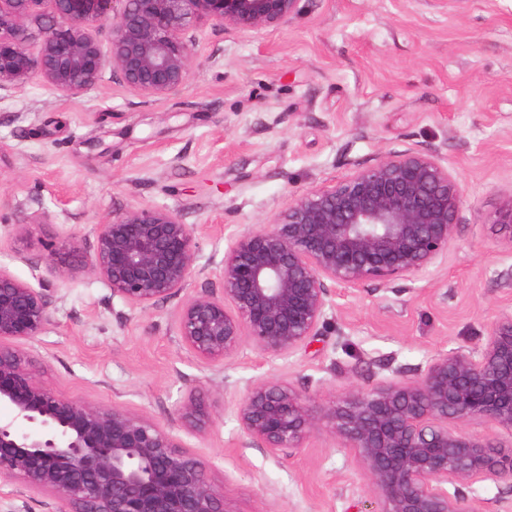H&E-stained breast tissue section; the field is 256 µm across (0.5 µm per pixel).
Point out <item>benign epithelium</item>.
<instances>
[{"label": "benign epithelium", "mask_w": 512, "mask_h": 512, "mask_svg": "<svg viewBox=\"0 0 512 512\" xmlns=\"http://www.w3.org/2000/svg\"><path fill=\"white\" fill-rule=\"evenodd\" d=\"M300 2L0 0V90H20L38 77L81 98L110 71L145 98L167 96L190 77L196 39L189 31L278 27L298 14ZM462 205L440 149L415 148L297 195L273 223L233 237L207 267L196 264L198 228L153 206L95 225L89 251L77 236L61 237L37 288L0 267V405L13 412L0 422V478L50 495L56 512H224L206 463L171 430L120 405L60 395L37 379L22 345L51 321L52 282L91 275L145 313L206 272L219 292L191 295L177 310L184 346L219 366L247 342L273 363L325 328L333 289L354 292L440 267ZM490 221L507 232L501 252L511 257L512 197ZM181 414L193 428L204 417L194 399ZM237 419L271 453L330 432L355 450L380 512H474L448 487L512 481V310L495 316L481 348L440 351L415 379L353 388L318 409L281 380H257L239 400ZM473 421L495 434L461 430Z\"/></svg>", "instance_id": "obj_1"}]
</instances>
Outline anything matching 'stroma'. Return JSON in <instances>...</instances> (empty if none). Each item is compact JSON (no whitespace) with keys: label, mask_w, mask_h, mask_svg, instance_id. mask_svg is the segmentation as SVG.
I'll return each mask as SVG.
<instances>
[{"label":"stroma","mask_w":512,"mask_h":512,"mask_svg":"<svg viewBox=\"0 0 512 512\" xmlns=\"http://www.w3.org/2000/svg\"><path fill=\"white\" fill-rule=\"evenodd\" d=\"M194 35L189 80L165 97L109 74L78 99L38 79L0 93V267L34 282L64 234L92 249L94 225L145 206L200 227L204 266L304 191L428 146L463 194L446 263L416 280L337 289L321 336L283 362L247 344L231 363L206 365L174 327L184 295L137 313L84 275L56 282L51 322L25 349L58 393L171 429L206 462L226 512H378L352 449L323 432L270 454L242 433L236 403L266 376L320 406L415 378L439 351L482 347L489 322L512 307L499 279L504 232L489 221L512 196V0H302L276 28ZM38 213L44 223L30 224ZM190 398L211 424L184 425ZM460 492L477 512H512V482ZM55 508L21 481L0 484V512Z\"/></svg>","instance_id":"obj_1"}]
</instances>
